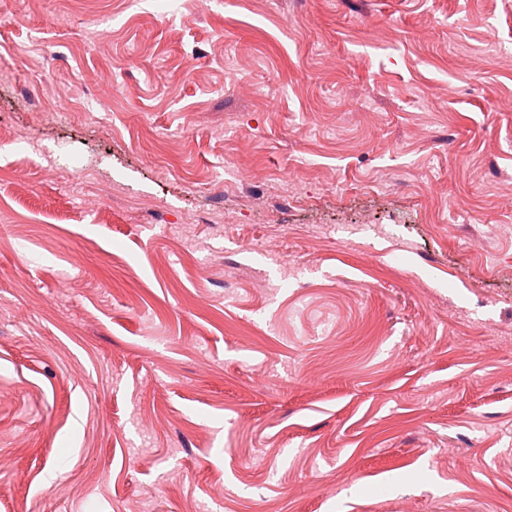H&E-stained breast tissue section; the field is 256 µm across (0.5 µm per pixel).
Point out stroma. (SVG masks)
Instances as JSON below:
<instances>
[{
  "label": "stroma",
  "mask_w": 512,
  "mask_h": 512,
  "mask_svg": "<svg viewBox=\"0 0 512 512\" xmlns=\"http://www.w3.org/2000/svg\"><path fill=\"white\" fill-rule=\"evenodd\" d=\"M0 512H512V0H0Z\"/></svg>",
  "instance_id": "obj_1"
}]
</instances>
